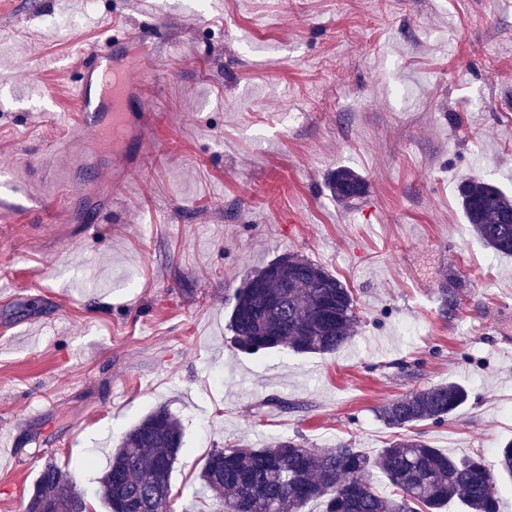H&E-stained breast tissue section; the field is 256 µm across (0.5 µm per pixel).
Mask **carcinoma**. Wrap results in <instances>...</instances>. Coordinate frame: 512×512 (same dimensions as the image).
Instances as JSON below:
<instances>
[{
  "label": "carcinoma",
  "mask_w": 512,
  "mask_h": 512,
  "mask_svg": "<svg viewBox=\"0 0 512 512\" xmlns=\"http://www.w3.org/2000/svg\"><path fill=\"white\" fill-rule=\"evenodd\" d=\"M330 194L349 202L364 195L365 180L338 168L327 180ZM465 218L494 252L512 256V197L482 179L457 186ZM356 299L351 289L323 266L285 254L247 277L234 295L229 329L234 346L248 354L286 348L296 354H332L355 332ZM468 400L465 386L450 381L394 400L379 417L399 435L371 457L358 448H309L295 439L265 448H215L200 472L203 489L214 493L220 512H303L311 501L322 512H442L460 503L466 512H501L503 490L480 456L463 459L432 447L413 428L442 423ZM183 444L180 421L159 408L129 429L98 478L96 495L112 512H170L171 476ZM499 473L512 478V440L497 451ZM378 474L394 488L376 489ZM32 493L63 505L64 512H90L87 499L60 467L44 464Z\"/></svg>",
  "instance_id": "obj_1"
}]
</instances>
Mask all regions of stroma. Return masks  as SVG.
<instances>
[{
    "label": "stroma",
    "instance_id": "1",
    "mask_svg": "<svg viewBox=\"0 0 512 512\" xmlns=\"http://www.w3.org/2000/svg\"><path fill=\"white\" fill-rule=\"evenodd\" d=\"M116 25L149 47L135 77L160 87L161 152L116 186L111 148H87L71 214L27 220L51 177L33 160L76 114L74 65ZM341 166L363 197L330 195ZM465 178L512 195V0H210L202 16L194 0H0V433L16 444L0 512H21L48 461L106 512L98 477L160 407L184 433L176 512H217L196 496L212 449L289 437L374 456L394 438L380 406L448 381L467 402L420 432L495 464L512 438V256L467 223ZM288 253L356 297L336 353L231 343L236 288Z\"/></svg>",
    "mask_w": 512,
    "mask_h": 512
}]
</instances>
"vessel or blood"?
Here are the masks:
<instances>
[{
    "label": "vessel or blood",
    "instance_id": "obj_1",
    "mask_svg": "<svg viewBox=\"0 0 512 512\" xmlns=\"http://www.w3.org/2000/svg\"><path fill=\"white\" fill-rule=\"evenodd\" d=\"M144 47L136 45L126 31L113 33L104 47L88 54L73 88L78 115L65 141H51L43 157L57 161L54 175H62L80 157L79 150L106 134L116 136L121 150L115 169H124L128 159L140 155L144 141L156 125L154 96L144 85L130 82L128 75L143 62ZM70 196L60 192L39 198L35 214L70 212Z\"/></svg>",
    "mask_w": 512,
    "mask_h": 512
}]
</instances>
